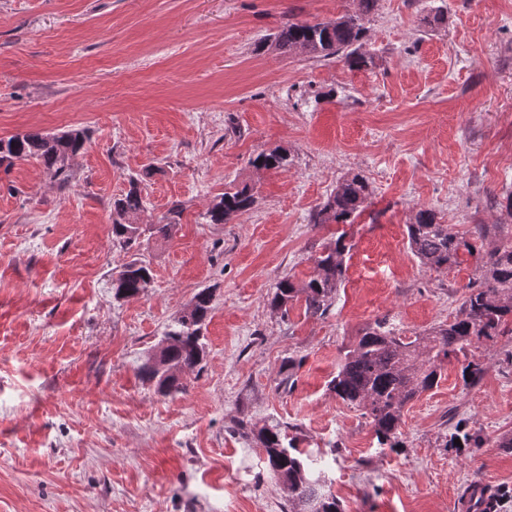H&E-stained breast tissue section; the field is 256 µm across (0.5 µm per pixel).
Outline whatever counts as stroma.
<instances>
[{
  "label": "stroma",
  "instance_id": "35a3bbf8",
  "mask_svg": "<svg viewBox=\"0 0 512 512\" xmlns=\"http://www.w3.org/2000/svg\"><path fill=\"white\" fill-rule=\"evenodd\" d=\"M358 0H0V137L87 128L59 185L33 160L0 171V512H286L288 493L241 436L272 421L321 455L343 512H454L470 484L512 512V335L450 361L409 403L403 448L379 447L327 387L346 346L387 319L410 336L453 320L479 260L431 270L405 226L437 212L465 239H512V0H378L364 70L258 51L287 20ZM288 168L254 169L262 151ZM369 182L354 224L311 212L351 173ZM257 202L207 223L225 186ZM141 224L182 204L167 240L125 246L112 202L130 185ZM353 244L324 316L273 312L283 276L306 281L323 244ZM135 259L153 278L116 301ZM215 290L200 370L158 393L137 366L197 291ZM480 448H450L456 431Z\"/></svg>",
  "mask_w": 512,
  "mask_h": 512
}]
</instances>
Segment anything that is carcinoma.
<instances>
[{
  "label": "carcinoma",
  "instance_id": "cac0c4a2",
  "mask_svg": "<svg viewBox=\"0 0 512 512\" xmlns=\"http://www.w3.org/2000/svg\"><path fill=\"white\" fill-rule=\"evenodd\" d=\"M377 0H360L356 14L346 13L319 22L288 21L269 35L259 49H272L279 54L309 49L312 59L341 58L347 66L362 69L371 58L361 52L366 28L365 18L374 10ZM87 130L73 127L58 133L28 131L0 138V166L10 168L17 161H39L60 184L69 181L72 159L84 148ZM258 169H280L288 165V154L277 149L262 152L251 160ZM370 188L360 174L349 176L336 191L310 216L312 224H351L367 207ZM256 203L253 187L247 183L232 184L216 197L205 212L208 224H224L249 211ZM117 219L112 235L129 244L150 232L158 239L172 237L179 224L181 206L170 210L164 224L144 230L137 224L144 207L136 183L112 204ZM412 254L428 269H446L458 263L459 252L473 253L476 245L458 237L449 225L440 221L431 209H419L406 225ZM346 234L332 238L316 260L315 274L299 285L291 277H283L276 285L270 306L288 312V307L304 302L305 313L325 315L336 300L345 281V256L350 247ZM152 279L150 263L134 260L125 264L112 280L116 299L139 294ZM214 302V289L202 288L193 297L188 311L181 315L163 335V362L179 371L193 369L203 360L205 345L203 328ZM512 244L493 246L482 256L476 281L467 288L455 318L415 336H403L383 319L363 329L356 344L348 350L338 366L328 389L343 402L362 411L372 425L378 444L401 448L400 428L405 406L419 395L436 387L442 377L443 363L452 357H463L462 380L474 384L483 372L474 350L500 336L512 335ZM144 379L155 383L158 392L171 394L180 390L179 376L160 371L145 361L139 367ZM245 437H254L263 449L273 477L288 492V512H341L336 496L326 490L325 469L320 461L296 448L288 439L286 428L276 423L252 434L244 422L237 424Z\"/></svg>",
  "mask_w": 512,
  "mask_h": 512
}]
</instances>
